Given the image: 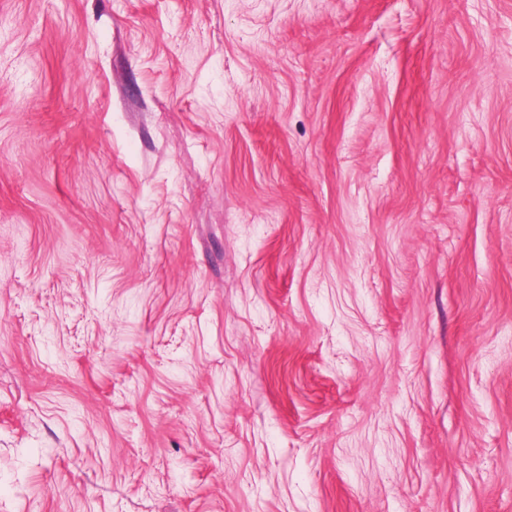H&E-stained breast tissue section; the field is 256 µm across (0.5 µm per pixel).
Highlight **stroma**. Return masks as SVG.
Here are the masks:
<instances>
[{
	"instance_id": "stroma-1",
	"label": "stroma",
	"mask_w": 512,
	"mask_h": 512,
	"mask_svg": "<svg viewBox=\"0 0 512 512\" xmlns=\"http://www.w3.org/2000/svg\"><path fill=\"white\" fill-rule=\"evenodd\" d=\"M0 512H512V0H0Z\"/></svg>"
}]
</instances>
